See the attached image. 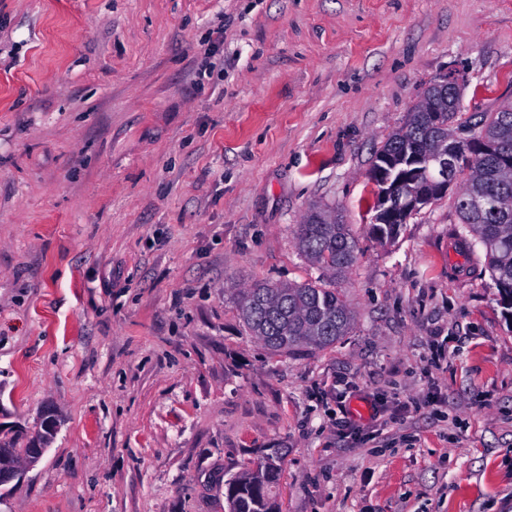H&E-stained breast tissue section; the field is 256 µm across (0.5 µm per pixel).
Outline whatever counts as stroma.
<instances>
[{
	"instance_id": "35a3bbf8",
	"label": "stroma",
	"mask_w": 512,
	"mask_h": 512,
	"mask_svg": "<svg viewBox=\"0 0 512 512\" xmlns=\"http://www.w3.org/2000/svg\"><path fill=\"white\" fill-rule=\"evenodd\" d=\"M453 70L465 115L512 101V0H0V428L59 420L0 512H228L268 448L280 512H512V316L458 185L369 231L375 151ZM316 206L354 324L271 354L237 296L321 280ZM296 239L301 254L333 280L357 259L356 240L335 210L314 207L298 225Z\"/></svg>"
}]
</instances>
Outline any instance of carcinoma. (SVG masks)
<instances>
[{"instance_id": "1", "label": "carcinoma", "mask_w": 512, "mask_h": 512, "mask_svg": "<svg viewBox=\"0 0 512 512\" xmlns=\"http://www.w3.org/2000/svg\"><path fill=\"white\" fill-rule=\"evenodd\" d=\"M459 116V104L435 80L425 88L404 126L375 152L370 175L378 192L371 232L380 242H393L402 224L421 208L408 204L405 190L394 200L386 198L388 186L379 175L386 172L392 179L402 172L414 188L428 184L434 156L455 144L454 134L464 126ZM473 129L480 150L452 176L460 181L454 198L460 225L452 236L464 254H476L478 245L483 248L500 301L512 310V102L486 113ZM474 199L494 200L504 209L491 219L470 207ZM297 246L332 279L345 274L357 259L349 225L336 211L321 207L313 208L298 225ZM239 311L251 335L274 354L329 348L349 335L354 321L336 289L320 281L259 284L241 293ZM283 461V454L274 448L231 479L229 512H276L271 492L280 480Z\"/></svg>"}]
</instances>
